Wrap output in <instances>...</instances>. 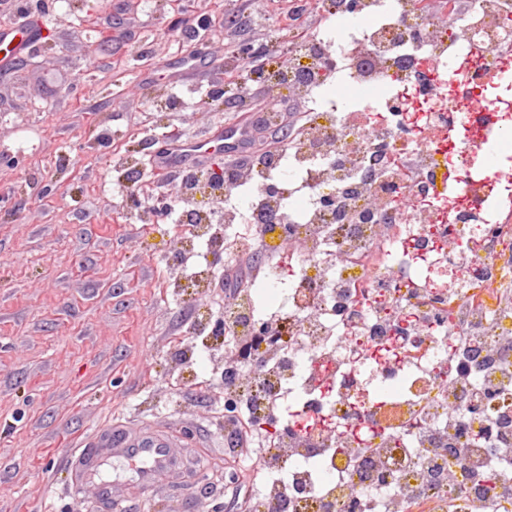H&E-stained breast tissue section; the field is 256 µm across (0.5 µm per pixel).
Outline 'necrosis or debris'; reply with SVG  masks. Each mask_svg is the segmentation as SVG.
I'll return each instance as SVG.
<instances>
[{
  "instance_id": "necrosis-or-debris-1",
  "label": "necrosis or debris",
  "mask_w": 512,
  "mask_h": 512,
  "mask_svg": "<svg viewBox=\"0 0 512 512\" xmlns=\"http://www.w3.org/2000/svg\"><path fill=\"white\" fill-rule=\"evenodd\" d=\"M493 73H512V0H335L267 78L311 121L237 171L223 215L194 209L186 256L215 223L247 225L266 285L302 246L279 304L249 287L224 304L230 425L258 429L285 404L301 418L261 436L263 500L512 512V179L478 161L487 132H512ZM334 83L356 92L325 95ZM264 325L276 342L254 376L237 347Z\"/></svg>"
}]
</instances>
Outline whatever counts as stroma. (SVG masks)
<instances>
[{"label":"stroma","instance_id":"obj_1","mask_svg":"<svg viewBox=\"0 0 512 512\" xmlns=\"http://www.w3.org/2000/svg\"><path fill=\"white\" fill-rule=\"evenodd\" d=\"M21 18L36 45L0 66V512H99L71 495L64 459L112 418L168 422L195 436L191 473L130 512H237L224 458V301L251 281L256 255L205 250L208 287L191 288L180 171L157 177L162 141L238 127L239 42L295 44L288 0H44ZM212 17L208 31L187 18Z\"/></svg>","mask_w":512,"mask_h":512}]
</instances>
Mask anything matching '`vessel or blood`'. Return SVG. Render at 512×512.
Instances as JSON below:
<instances>
[{"instance_id":"1","label":"vessel or blood","mask_w":512,"mask_h":512,"mask_svg":"<svg viewBox=\"0 0 512 512\" xmlns=\"http://www.w3.org/2000/svg\"><path fill=\"white\" fill-rule=\"evenodd\" d=\"M33 40L32 31L23 25L0 26V46L9 48L12 55L25 53ZM245 138L243 131L227 132L219 127L204 139L165 142L154 162L162 168H179L192 158L207 155L210 149L221 148L224 142L241 146ZM176 446L177 439L169 431L150 426L133 427L120 421L108 423L68 453L65 465L70 486L77 493L95 492L107 512H125L124 482L133 481L146 493L162 485L181 466ZM116 461L132 464L129 478L111 474L110 468Z\"/></svg>"}]
</instances>
